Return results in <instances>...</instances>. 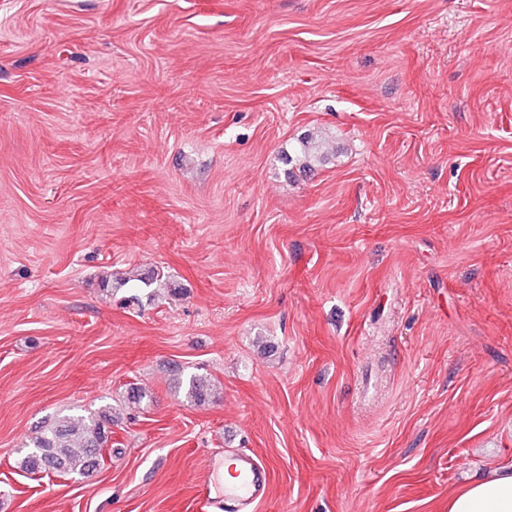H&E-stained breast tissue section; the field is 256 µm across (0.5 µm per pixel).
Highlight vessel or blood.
Here are the masks:
<instances>
[{
	"label": "vessel or blood",
	"instance_id": "b4317fda",
	"mask_svg": "<svg viewBox=\"0 0 512 512\" xmlns=\"http://www.w3.org/2000/svg\"><path fill=\"white\" fill-rule=\"evenodd\" d=\"M232 475V482L224 486L223 496L216 499L210 495L209 477H202L198 486L200 512H210L216 505L222 512H257L268 491L269 470L257 455L239 451L234 456Z\"/></svg>",
	"mask_w": 512,
	"mask_h": 512
}]
</instances>
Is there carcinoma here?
I'll use <instances>...</instances> for the list:
<instances>
[{"instance_id": "cac0c4a2", "label": "carcinoma", "mask_w": 512, "mask_h": 512, "mask_svg": "<svg viewBox=\"0 0 512 512\" xmlns=\"http://www.w3.org/2000/svg\"><path fill=\"white\" fill-rule=\"evenodd\" d=\"M209 387L203 374L186 378L187 396L196 404L208 399ZM112 426L114 419L107 408L86 416L57 414L43 421L35 435L22 443L17 467L26 473L84 479L105 463L103 451H112Z\"/></svg>"}]
</instances>
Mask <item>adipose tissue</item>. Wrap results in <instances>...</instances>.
Returning <instances> with one entry per match:
<instances>
[{"mask_svg":"<svg viewBox=\"0 0 512 512\" xmlns=\"http://www.w3.org/2000/svg\"><path fill=\"white\" fill-rule=\"evenodd\" d=\"M448 512H512V460L496 463L489 476L449 494Z\"/></svg>","mask_w":512,"mask_h":512,"instance_id":"ef3b65f1","label":"adipose tissue"}]
</instances>
